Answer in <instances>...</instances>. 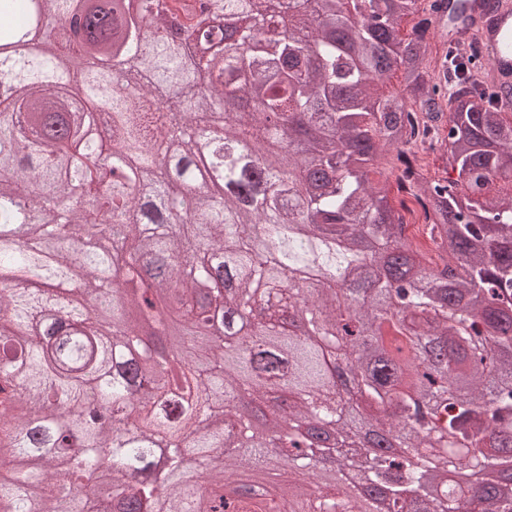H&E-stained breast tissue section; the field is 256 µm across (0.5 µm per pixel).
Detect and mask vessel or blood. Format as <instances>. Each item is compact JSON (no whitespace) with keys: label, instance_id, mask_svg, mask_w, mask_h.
Segmentation results:
<instances>
[{"label":"vessel or blood","instance_id":"vessel-or-blood-1","mask_svg":"<svg viewBox=\"0 0 512 512\" xmlns=\"http://www.w3.org/2000/svg\"><path fill=\"white\" fill-rule=\"evenodd\" d=\"M436 18L448 45L478 43L502 103H512V0H438Z\"/></svg>","mask_w":512,"mask_h":512}]
</instances>
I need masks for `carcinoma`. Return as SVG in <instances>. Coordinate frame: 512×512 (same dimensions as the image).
Instances as JSON below:
<instances>
[{
  "label": "carcinoma",
  "mask_w": 512,
  "mask_h": 512,
  "mask_svg": "<svg viewBox=\"0 0 512 512\" xmlns=\"http://www.w3.org/2000/svg\"><path fill=\"white\" fill-rule=\"evenodd\" d=\"M77 6L83 39L17 46L33 15L61 26ZM434 11L0 0V512H103L106 478L129 489L113 512H184L193 492L195 512L227 494L237 512H369L375 493L387 512H512V194H490L512 184V115L449 51L445 91ZM215 132L265 156L210 161L223 189H200ZM417 142L457 177L409 164ZM391 150L434 262L389 178H370ZM338 352L354 401L336 396ZM91 404L131 434L82 420ZM311 431L336 455L330 481ZM464 471L484 489L430 491ZM406 206L411 210V215H407L408 222L411 226L408 228L407 234L415 243H427L432 246L431 241L427 237V227L424 225V219L420 216L418 206L415 205L412 198H404Z\"/></svg>",
  "instance_id": "carcinoma-1"
}]
</instances>
